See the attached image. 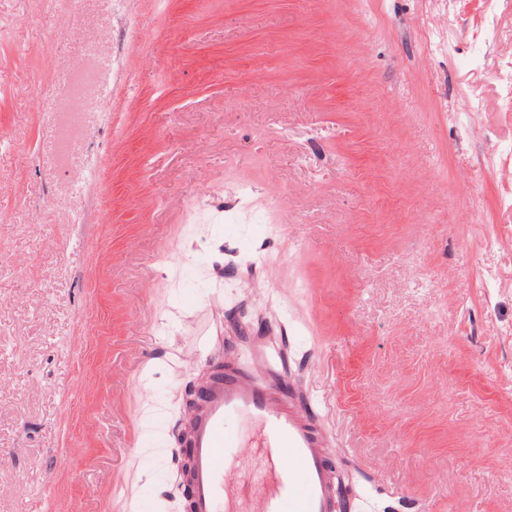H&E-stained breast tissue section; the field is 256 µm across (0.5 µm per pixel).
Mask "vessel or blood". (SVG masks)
I'll return each mask as SVG.
<instances>
[{
	"label": "vessel or blood",
	"instance_id": "obj_1",
	"mask_svg": "<svg viewBox=\"0 0 512 512\" xmlns=\"http://www.w3.org/2000/svg\"><path fill=\"white\" fill-rule=\"evenodd\" d=\"M191 512H243L231 465L257 452L251 512H336L334 474L309 413L276 383L216 368L189 433Z\"/></svg>",
	"mask_w": 512,
	"mask_h": 512
}]
</instances>
